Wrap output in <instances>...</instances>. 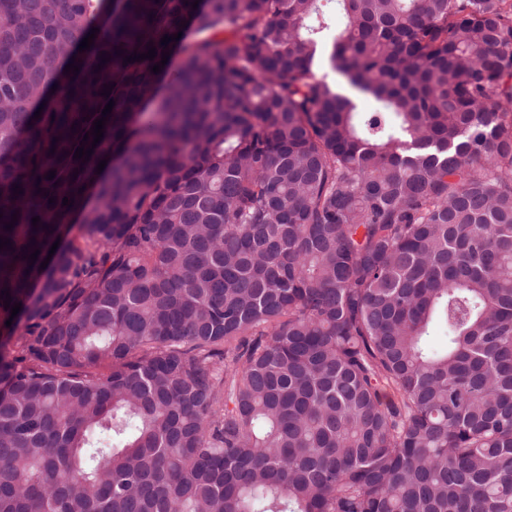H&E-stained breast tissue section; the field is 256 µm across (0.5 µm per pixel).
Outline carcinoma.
<instances>
[{"label":"carcinoma","mask_w":512,"mask_h":512,"mask_svg":"<svg viewBox=\"0 0 512 512\" xmlns=\"http://www.w3.org/2000/svg\"><path fill=\"white\" fill-rule=\"evenodd\" d=\"M193 2L0 0V512H512V0Z\"/></svg>","instance_id":"cac0c4a2"}]
</instances>
